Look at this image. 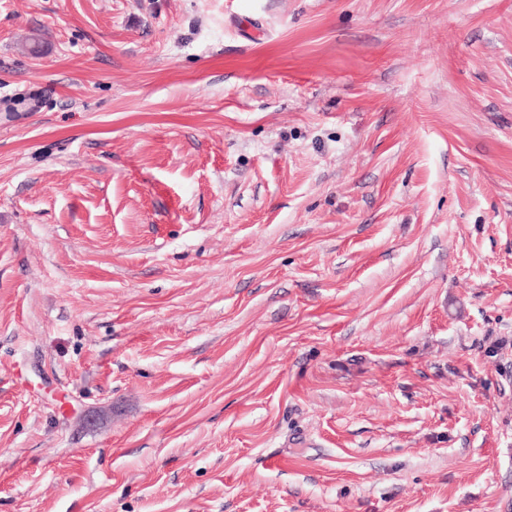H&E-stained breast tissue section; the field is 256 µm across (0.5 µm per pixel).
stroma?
<instances>
[{"label": "stroma", "instance_id": "obj_1", "mask_svg": "<svg viewBox=\"0 0 512 512\" xmlns=\"http://www.w3.org/2000/svg\"><path fill=\"white\" fill-rule=\"evenodd\" d=\"M0 512H512V0H0Z\"/></svg>", "mask_w": 512, "mask_h": 512}]
</instances>
